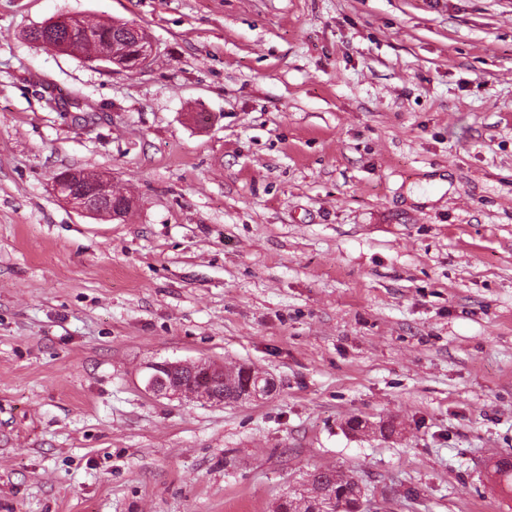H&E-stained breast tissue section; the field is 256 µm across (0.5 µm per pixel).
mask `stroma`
<instances>
[{
  "label": "stroma",
  "instance_id": "stroma-1",
  "mask_svg": "<svg viewBox=\"0 0 512 512\" xmlns=\"http://www.w3.org/2000/svg\"><path fill=\"white\" fill-rule=\"evenodd\" d=\"M61 15L155 53L30 41ZM201 359L274 390H145ZM507 454L512 0H0V512H272L318 467L375 512H512ZM78 17L75 16H60L53 20V23L57 27L74 28L76 27V20ZM50 22V21H49ZM49 22L42 25V29L39 32L43 37H47L54 43L74 45L79 55L86 56L87 58L96 57L93 61L101 62L106 65H112L121 69H133L144 67L152 58L155 52V44L148 37H142V31L132 25H126L123 28L124 32L128 36L134 37L137 46V52L129 55L126 49L123 47V42H117V46L112 49V45L107 52L101 54L106 49L108 42L112 39H117V32H112L111 23H100L97 21L81 20L82 30L89 29L94 34V39H88L83 37L80 32L75 34H69L66 29H60L52 25H47ZM35 43L46 49L58 51L61 47L54 43L47 42L42 38L35 40ZM99 51L95 54L90 52L91 49H97ZM101 54L100 56H98ZM98 56V57H97ZM78 177L79 173L76 170H68L63 177L56 179L54 184L56 193L77 211L94 217H100L107 212L114 221L121 219L125 209L132 205L129 199L112 201V197H125L120 192L110 190L112 195L104 193V187L110 184L105 176H98L99 183L91 188L79 186Z\"/></svg>",
  "mask_w": 512,
  "mask_h": 512
}]
</instances>
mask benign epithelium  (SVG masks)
<instances>
[{"label":"benign epithelium","mask_w":512,"mask_h":512,"mask_svg":"<svg viewBox=\"0 0 512 512\" xmlns=\"http://www.w3.org/2000/svg\"><path fill=\"white\" fill-rule=\"evenodd\" d=\"M124 32L133 37L138 45L137 52L129 55L122 43L95 58V61L112 65L121 69L141 68L152 58L155 44L147 37H142V31L132 25L124 27ZM79 173L68 170L63 177L55 180L56 193L70 203L77 211L98 217L109 213L113 220L124 216L125 209L132 205L128 199L114 202L112 196L104 193V187L109 185V179L101 175L98 183L91 188L78 184ZM223 371V367L207 362H161L149 366L145 379L147 391L166 396L190 395L198 400L212 403H224V396L209 389L206 379Z\"/></svg>","instance_id":"7a95c632"}]
</instances>
